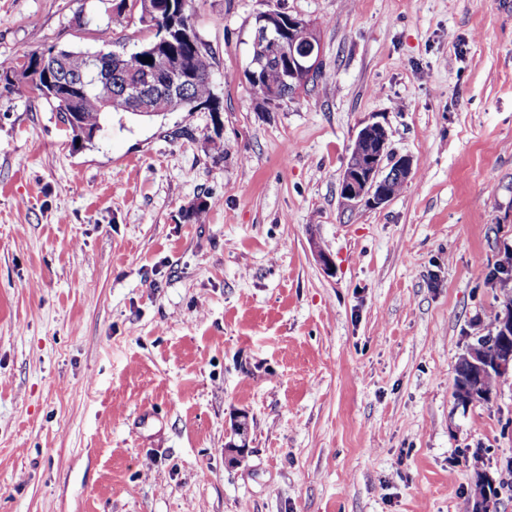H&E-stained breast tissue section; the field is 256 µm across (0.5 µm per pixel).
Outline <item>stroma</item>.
Masks as SVG:
<instances>
[{
    "label": "stroma",
    "instance_id": "35a3bbf8",
    "mask_svg": "<svg viewBox=\"0 0 512 512\" xmlns=\"http://www.w3.org/2000/svg\"><path fill=\"white\" fill-rule=\"evenodd\" d=\"M118 2L0 0V59L132 52L152 33ZM276 7L321 58L273 108L244 72ZM193 22L219 113L115 112L79 147L0 94V512H456L479 471L512 512V373L453 396L512 254V0H194ZM371 122L413 169L350 208ZM243 418L240 421H237L234 427V435H238L240 439V444H236L230 441L225 448V458L227 459V463L229 465H233L237 462L238 454L237 451L240 448L248 447V438H249V423L248 417L246 415L240 416Z\"/></svg>",
    "mask_w": 512,
    "mask_h": 512
}]
</instances>
